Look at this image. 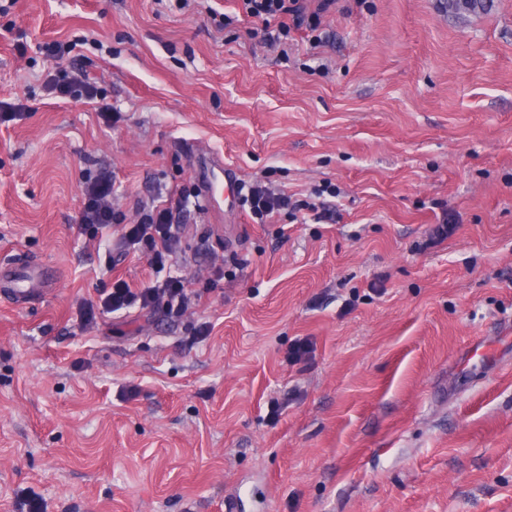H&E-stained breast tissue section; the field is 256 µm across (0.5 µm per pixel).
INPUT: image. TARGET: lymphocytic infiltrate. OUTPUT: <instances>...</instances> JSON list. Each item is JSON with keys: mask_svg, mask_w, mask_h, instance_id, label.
<instances>
[{"mask_svg": "<svg viewBox=\"0 0 512 512\" xmlns=\"http://www.w3.org/2000/svg\"><path fill=\"white\" fill-rule=\"evenodd\" d=\"M244 17L252 19V33L260 43H285L292 32H312L313 43H320L321 19L336 7L337 0H240ZM191 209L187 195L170 198L166 206L142 209L136 223L123 227L122 239L129 251L145 257L160 280L144 288H133L116 280L109 293L82 300L77 307L81 327H93L100 315L137 306L180 320L193 306L199 305L205 289L190 287L181 275L168 273L179 254L180 239Z\"/></svg>", "mask_w": 512, "mask_h": 512, "instance_id": "f902f5d3", "label": "lymphocytic infiltrate"}]
</instances>
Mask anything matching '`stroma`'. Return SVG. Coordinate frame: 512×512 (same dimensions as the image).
Listing matches in <instances>:
<instances>
[{
	"label": "stroma",
	"instance_id": "stroma-1",
	"mask_svg": "<svg viewBox=\"0 0 512 512\" xmlns=\"http://www.w3.org/2000/svg\"><path fill=\"white\" fill-rule=\"evenodd\" d=\"M0 103V264L55 271L0 292V512H512V0H338L316 48L238 0H0ZM187 142L337 221L192 205L193 315L80 329L77 299L154 280L117 242L198 197ZM81 227L91 228L93 237L112 224L111 208L97 195L89 194L81 216Z\"/></svg>",
	"mask_w": 512,
	"mask_h": 512
}]
</instances>
